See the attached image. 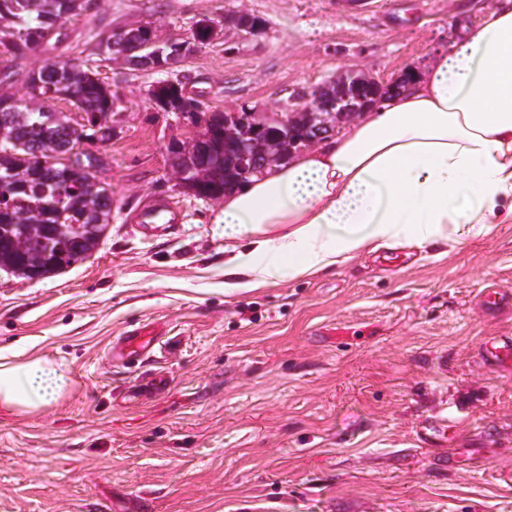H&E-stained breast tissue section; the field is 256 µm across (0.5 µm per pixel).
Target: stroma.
<instances>
[{
  "label": "stroma",
  "mask_w": 512,
  "mask_h": 512,
  "mask_svg": "<svg viewBox=\"0 0 512 512\" xmlns=\"http://www.w3.org/2000/svg\"><path fill=\"white\" fill-rule=\"evenodd\" d=\"M485 0H98L61 42L0 55L26 99V75L92 58L88 32L143 25L186 41L196 22L243 11L172 73L100 62L118 101L97 145L112 222L85 261L48 278L0 272V354L62 363L70 392L42 410H0V512H512V374L485 367L492 336L512 337V221L486 234L413 246L391 271L377 254L305 279L224 292L233 242L223 201L180 189L169 145L190 121L148 91L178 77L209 109L279 113L289 96L348 70L388 84L422 68L483 13ZM181 223L144 232L143 206ZM152 323L153 356L110 361L109 343ZM164 378L159 396L140 386ZM446 418L456 450L420 441Z\"/></svg>",
  "instance_id": "stroma-1"
}]
</instances>
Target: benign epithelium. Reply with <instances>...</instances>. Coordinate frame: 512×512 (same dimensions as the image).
Returning a JSON list of instances; mask_svg holds the SVG:
<instances>
[{
	"instance_id": "benign-epithelium-1",
	"label": "benign epithelium",
	"mask_w": 512,
	"mask_h": 512,
	"mask_svg": "<svg viewBox=\"0 0 512 512\" xmlns=\"http://www.w3.org/2000/svg\"><path fill=\"white\" fill-rule=\"evenodd\" d=\"M233 23L240 31L253 35L260 30L255 18L247 13L233 17L224 16V22L203 19L195 30L208 33V42L220 34L222 25ZM201 47L194 38L181 43L178 50L169 55L158 50L155 53L157 70L175 67L187 54ZM402 87V83L382 84L366 74L350 72L333 83L325 84L304 93L288 106L278 118L267 121L249 110L224 111V145L207 147L198 137L181 147L180 157L172 164L178 186L194 196H199V181L208 176L220 181L227 175L224 168L225 153L234 152L235 173L248 176L255 172V162L265 166L287 161L301 147H311L327 137L339 124L358 118L373 102ZM210 155V163L203 166L192 162L201 153Z\"/></svg>"
}]
</instances>
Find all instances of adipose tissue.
Listing matches in <instances>:
<instances>
[{
    "label": "adipose tissue",
    "instance_id": "obj_1",
    "mask_svg": "<svg viewBox=\"0 0 512 512\" xmlns=\"http://www.w3.org/2000/svg\"><path fill=\"white\" fill-rule=\"evenodd\" d=\"M512 219V0L412 72L405 91L315 149L224 194L216 227L236 242L228 293L310 277L380 249L445 241ZM63 365L0 356V409L24 414L70 390Z\"/></svg>",
    "mask_w": 512,
    "mask_h": 512
}]
</instances>
